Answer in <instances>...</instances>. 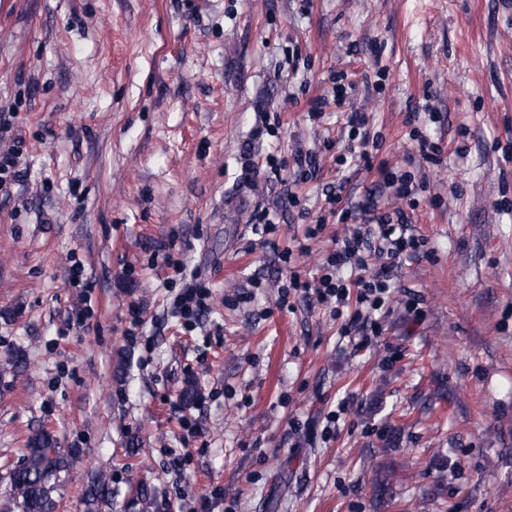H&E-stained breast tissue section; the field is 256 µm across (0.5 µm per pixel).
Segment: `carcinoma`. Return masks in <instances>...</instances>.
I'll return each instance as SVG.
<instances>
[{
	"label": "carcinoma",
	"mask_w": 512,
	"mask_h": 512,
	"mask_svg": "<svg viewBox=\"0 0 512 512\" xmlns=\"http://www.w3.org/2000/svg\"><path fill=\"white\" fill-rule=\"evenodd\" d=\"M75 455L74 450H62L49 430L34 431L20 449V464L9 471L10 492L0 512H57L56 494ZM83 503L86 512H104L112 505L111 481L98 475L83 493Z\"/></svg>",
	"instance_id": "cac0c4a2"
}]
</instances>
